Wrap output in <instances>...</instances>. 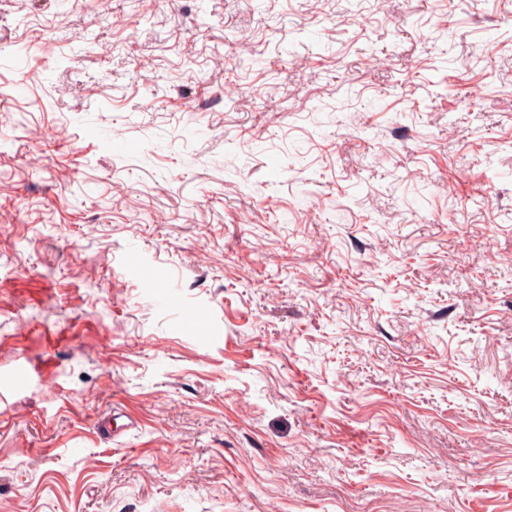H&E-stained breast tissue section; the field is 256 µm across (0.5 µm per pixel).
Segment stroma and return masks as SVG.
<instances>
[{
    "label": "stroma",
    "mask_w": 512,
    "mask_h": 512,
    "mask_svg": "<svg viewBox=\"0 0 512 512\" xmlns=\"http://www.w3.org/2000/svg\"><path fill=\"white\" fill-rule=\"evenodd\" d=\"M0 512H512V0H0Z\"/></svg>",
    "instance_id": "obj_1"
}]
</instances>
